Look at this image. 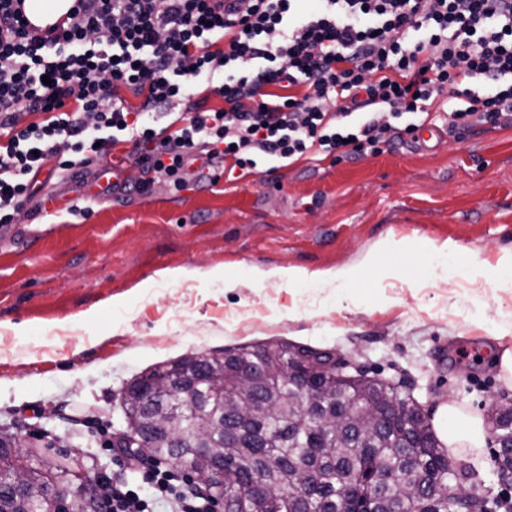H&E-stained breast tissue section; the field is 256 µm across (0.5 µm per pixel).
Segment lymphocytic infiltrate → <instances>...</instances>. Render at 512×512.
<instances>
[{
	"label": "lymphocytic infiltrate",
	"mask_w": 512,
	"mask_h": 512,
	"mask_svg": "<svg viewBox=\"0 0 512 512\" xmlns=\"http://www.w3.org/2000/svg\"><path fill=\"white\" fill-rule=\"evenodd\" d=\"M24 3L0 0L1 224L43 211L48 159L78 178L123 144L145 195L157 174L178 193L230 163L376 155L444 98L460 102L443 114L449 133L512 126V0H249L229 14L219 0H75L38 38ZM141 474L152 496L99 479L102 512H214L171 464Z\"/></svg>",
	"instance_id": "lymphocytic-infiltrate-1"
}]
</instances>
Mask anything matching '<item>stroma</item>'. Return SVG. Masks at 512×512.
<instances>
[{"label":"stroma","mask_w":512,"mask_h":512,"mask_svg":"<svg viewBox=\"0 0 512 512\" xmlns=\"http://www.w3.org/2000/svg\"><path fill=\"white\" fill-rule=\"evenodd\" d=\"M53 203L38 217L0 224V427L28 446L77 447L92 476L136 479L140 460L101 450L122 428L119 395L155 364L280 339L354 358L436 415L445 404L488 419L512 400L499 360L512 353V289L489 279L430 281L410 253L364 269L380 241L455 243L496 265L512 253V127H478L453 138L404 136L377 155L321 156L259 164L256 172L171 193L103 194L89 216L65 211L71 185L52 179ZM361 269L353 297L292 288L290 268ZM215 268L235 271L214 282ZM194 279L134 294L162 270ZM125 298V309L106 308ZM99 307L91 323L79 313ZM27 321L37 333L18 336ZM494 446L456 445L483 488L500 492Z\"/></svg>","instance_id":"35a3bbf8"}]
</instances>
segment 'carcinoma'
<instances>
[{"label": "carcinoma", "mask_w": 512, "mask_h": 512, "mask_svg": "<svg viewBox=\"0 0 512 512\" xmlns=\"http://www.w3.org/2000/svg\"><path fill=\"white\" fill-rule=\"evenodd\" d=\"M291 348L287 342L267 341L220 354L194 352L152 369L193 373L204 365L226 376L242 374L254 386L244 399L256 394L270 407L259 416L242 402L220 409L202 405L190 394L183 404L172 406L186 430L196 410L224 424L210 444L214 456L228 460L224 486H210L207 493L216 499L241 497L242 512H336L343 502L349 512H454V466L432 425L417 422L404 439L398 435L400 420L394 419L366 440L352 424L357 408L334 394L325 398L324 408L340 415L342 424L329 429L314 422L289 378ZM364 395L362 408L381 416L406 397L400 386L374 379L364 385ZM192 448L190 443L173 448L161 439L153 446L154 457L166 461L184 458ZM66 479L61 466L50 470L31 463L34 488ZM36 510L37 501L27 496L0 494V512Z\"/></svg>", "instance_id": "1"}]
</instances>
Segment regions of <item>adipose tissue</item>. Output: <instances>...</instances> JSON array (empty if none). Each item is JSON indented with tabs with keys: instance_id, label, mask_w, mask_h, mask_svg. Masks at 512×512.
I'll return each instance as SVG.
<instances>
[{
	"instance_id": "adipose-tissue-1",
	"label": "adipose tissue",
	"mask_w": 512,
	"mask_h": 512,
	"mask_svg": "<svg viewBox=\"0 0 512 512\" xmlns=\"http://www.w3.org/2000/svg\"><path fill=\"white\" fill-rule=\"evenodd\" d=\"M417 253L423 255L426 263L420 275L426 279H448L462 276L469 279H495L498 286L512 288V254L502 257L495 268H488L474 258L465 257L460 248L452 243L442 245L430 241L420 243ZM284 279L292 288H332L337 294H344L359 278L355 268H339L322 272H310L301 268L285 271ZM435 429L441 440L449 446L455 445L461 437L480 441L482 422L476 418L461 415L452 405L442 406L434 419Z\"/></svg>"
}]
</instances>
